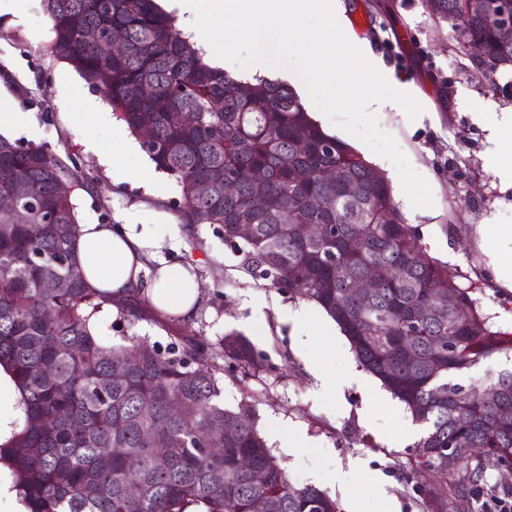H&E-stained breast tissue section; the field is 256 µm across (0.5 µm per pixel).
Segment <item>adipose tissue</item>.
<instances>
[{
	"instance_id": "obj_1",
	"label": "adipose tissue",
	"mask_w": 512,
	"mask_h": 512,
	"mask_svg": "<svg viewBox=\"0 0 512 512\" xmlns=\"http://www.w3.org/2000/svg\"><path fill=\"white\" fill-rule=\"evenodd\" d=\"M82 105L89 125L112 130L111 144L91 139L86 143L87 151L97 156L113 179L133 180L154 190L153 171L141 162L138 145L115 127L111 113L93 98L84 99ZM488 131V152L495 175L501 183L512 185V111L501 113L489 124ZM165 246L157 225L140 224L132 218L117 225H78V256L90 288L116 303L137 290L157 310L185 316L199 301L201 281L190 263L174 262L149 269L148 260L159 258Z\"/></svg>"
}]
</instances>
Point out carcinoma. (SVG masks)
<instances>
[{"mask_svg": "<svg viewBox=\"0 0 512 512\" xmlns=\"http://www.w3.org/2000/svg\"><path fill=\"white\" fill-rule=\"evenodd\" d=\"M496 2L424 0L434 20L452 31L464 25L483 44L486 78L512 70ZM45 7L48 54L102 87L113 118L140 139L156 169L181 185H209L208 194L184 198L181 223L219 225L268 287L321 307L361 365L426 426L415 468L446 477L454 455L473 463L463 481L475 483L488 455L512 465V369L468 376L509 354L512 333L492 330L458 271L421 251L388 178L372 180L375 166L313 120L290 85L263 78L242 98L243 82L205 64L154 0H45ZM113 30L125 37L119 53L109 48ZM326 166L337 169L338 182L319 178ZM62 181L84 186L47 148L0 136V195L28 186L14 208L0 210V368L22 412L0 444V463L28 512H251L256 499L266 512H339L325 491L292 482L248 404L231 411L220 403V362L246 376L263 368L250 339L228 334L213 345L167 325L164 346L102 338L98 315L108 300L86 283L76 204L58 194ZM342 181L358 184L360 194H343ZM311 199L320 209H308ZM305 222L323 225L326 235L308 239ZM240 224L252 225L250 237L238 235ZM355 237L362 248L350 251ZM365 275L374 286L358 301L352 282ZM62 279L70 281L65 293L56 288ZM450 291L459 304L419 314ZM116 310L134 321L140 298ZM215 428L226 429L217 448L209 446ZM156 448L165 449L164 460ZM132 483L139 494L128 493Z\"/></svg>", "mask_w": 512, "mask_h": 512, "instance_id": "1", "label": "carcinoma"}]
</instances>
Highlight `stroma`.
<instances>
[{
  "instance_id": "obj_1",
  "label": "stroma",
  "mask_w": 512,
  "mask_h": 512,
  "mask_svg": "<svg viewBox=\"0 0 512 512\" xmlns=\"http://www.w3.org/2000/svg\"><path fill=\"white\" fill-rule=\"evenodd\" d=\"M347 17L365 15L359 38L369 40L398 83L413 87L423 114L404 111L380 115L378 125L391 134L412 168L432 189L433 204L420 208L411 222L418 242L431 257L457 269L473 283L477 306L493 329L512 332V289L500 287L486 262L482 244L486 223L512 225V188L502 187L488 170L486 122L512 108V71L495 83L467 67L462 48L436 24L423 0H346ZM50 19L43 0H18L17 12L0 13V98L25 113L39 131L38 142L63 163L91 176L76 190L85 221L123 223L138 214L141 223L160 225L165 237L181 241L163 258L195 264L202 278V298L194 313L172 317L174 330H187L216 344L231 332L248 337L262 356L264 369L247 381L235 373L219 377L226 408L249 400L257 428L295 484L313 485L336 499L341 512H376L374 499L359 491L369 485L383 492L392 512H436L441 480L436 473L413 474L416 446L425 432L405 406L372 375L348 380L359 362L343 333H320L323 310L314 302L264 287L243 264L218 225L184 224L178 209L185 193L168 176L155 192L132 181L113 182L95 155L85 152L89 131L82 101L104 100L101 88L79 78L77 71L46 53ZM75 81L67 101L57 86L63 76ZM463 99H456L457 90ZM111 143L112 131H93ZM305 308L307 324L279 322L278 310ZM100 334L119 341L137 334L166 342L154 313L142 307L129 323L117 311L103 310ZM323 365L335 374V394L320 389L310 372ZM308 445L292 448V433ZM484 477L467 486L475 512L491 497L512 488V468L488 456Z\"/></svg>"
}]
</instances>
